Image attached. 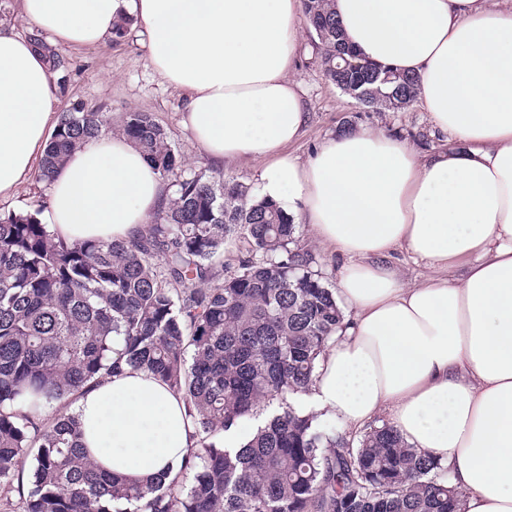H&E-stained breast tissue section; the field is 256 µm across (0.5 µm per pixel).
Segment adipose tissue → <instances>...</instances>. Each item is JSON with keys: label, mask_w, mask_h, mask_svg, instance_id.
Here are the masks:
<instances>
[{"label": "adipose tissue", "mask_w": 512, "mask_h": 512, "mask_svg": "<svg viewBox=\"0 0 512 512\" xmlns=\"http://www.w3.org/2000/svg\"><path fill=\"white\" fill-rule=\"evenodd\" d=\"M350 47L418 76V104L452 138L427 153L379 129L338 133L306 161L286 148L309 112L291 80L301 0H16L55 48H92L135 17L147 58L182 91V124L211 162L258 167L260 198L348 258L339 341L319 358L311 408L357 430L388 414L438 456L465 512H512V0H335ZM45 55L0 21V199L30 181L60 116ZM171 196L121 135L58 168L47 222L68 242L139 236ZM404 251L435 271L406 284ZM79 442L98 464L173 480L197 445L182 397L140 371L76 393Z\"/></svg>", "instance_id": "1"}]
</instances>
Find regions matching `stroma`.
<instances>
[{
	"instance_id": "obj_1",
	"label": "stroma",
	"mask_w": 512,
	"mask_h": 512,
	"mask_svg": "<svg viewBox=\"0 0 512 512\" xmlns=\"http://www.w3.org/2000/svg\"><path fill=\"white\" fill-rule=\"evenodd\" d=\"M146 39L142 26L134 22L121 43L107 39L93 48L64 50L68 67L52 77L59 112L75 107L105 112L116 127L128 111L151 113L169 131L171 142L189 171L232 177L256 187L258 168L254 163L239 161L217 166L202 156L190 132L181 124L184 100L180 92L148 64ZM296 59L293 77L305 92L310 122L301 139L289 146V154L306 159L324 138L339 132L345 122L400 136L410 141L414 149H421L417 135L430 129L425 112L416 107L405 112L366 111L324 76L310 37H303Z\"/></svg>"
}]
</instances>
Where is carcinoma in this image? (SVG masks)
I'll return each instance as SVG.
<instances>
[{"label": "carcinoma", "mask_w": 512, "mask_h": 512, "mask_svg": "<svg viewBox=\"0 0 512 512\" xmlns=\"http://www.w3.org/2000/svg\"><path fill=\"white\" fill-rule=\"evenodd\" d=\"M326 78L370 108L404 112L419 78L368 63L346 43L333 0H302ZM52 60L66 59L33 35ZM110 128L103 112L61 115L37 173ZM119 133L173 188L144 234L68 244L42 223L48 201L0 216V491L28 484L23 512H463L439 459L388 423L358 437L286 401L309 392L344 316L294 217L230 178L189 173L167 130L130 111ZM237 241L234 263L224 247ZM148 372L180 394L200 448L180 477L131 482L79 448L62 407L84 387ZM280 399L234 448L217 441Z\"/></svg>", "instance_id": "1"}]
</instances>
